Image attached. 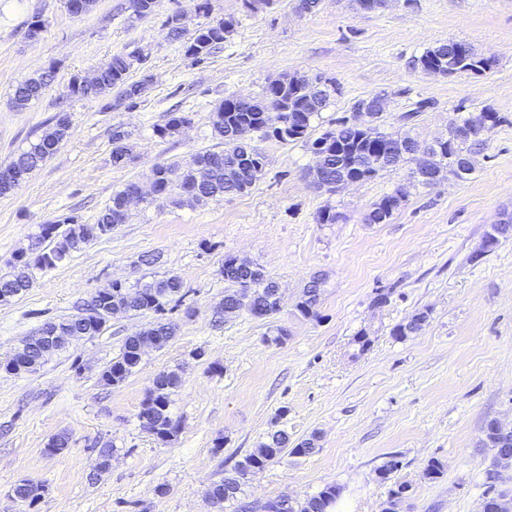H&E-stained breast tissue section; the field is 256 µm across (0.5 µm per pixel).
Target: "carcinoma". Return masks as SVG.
Instances as JSON below:
<instances>
[{
    "label": "carcinoma",
    "instance_id": "1",
    "mask_svg": "<svg viewBox=\"0 0 512 512\" xmlns=\"http://www.w3.org/2000/svg\"><path fill=\"white\" fill-rule=\"evenodd\" d=\"M156 6L157 0H130L132 14L137 20L151 17ZM236 24L237 20L230 16L197 25L190 38L184 42L185 55L196 62L203 61L224 46ZM164 29L167 30V37L175 41L185 37L187 32L186 25L180 22L175 13L167 16ZM460 47L466 48L467 57L457 53ZM143 61L144 57L140 52L115 54L99 66V81L94 89H85L73 81L70 85L71 95L77 98H98L111 94L113 98L108 107L112 109L132 104L144 93L145 86L141 81L131 80L130 71L134 64H141ZM427 63L439 68L444 75L450 71L471 74L486 72L483 58L467 43L454 39L432 44L412 60L415 67ZM54 77V69L50 68L36 77L18 83L13 91L14 107L18 110L26 109L41 97ZM338 94L339 88L334 82L324 84L319 76L310 78L297 75L288 78L286 86L275 90L266 89L260 96L249 100L237 97L224 99L211 114L213 134L224 141V150H205L195 153L184 163L157 166L155 199L175 196L183 200L191 195L195 202L200 203L245 193L262 175L266 157L252 145V138L229 136L230 131L242 127L265 140H272L274 136L270 129L280 122L288 126V130L287 136L278 139V142H302L309 147L317 142L326 145L327 155L321 170V181L325 184L326 191L331 193L336 192L338 181L357 180L363 183L414 162V158L400 155L398 147L391 146L386 140L374 142L364 138L363 133L345 117L336 122V127L314 135L316 120ZM189 123V116L172 112L165 125L157 129V134L163 138L178 132ZM129 137V132L122 127L113 128V164L120 166L129 159ZM66 138L67 132L63 130L43 133L30 141L8 166L24 180L47 161L57 151V145ZM487 146L488 139L483 137L480 127L474 125V118L455 117L448 122V136L436 139L430 144V151L443 165L447 176L467 180L476 171V158ZM201 169L206 170L209 175V183L205 185L195 181L194 171ZM415 185L428 187V183L416 178L408 184L397 186L371 205L370 211L365 215V223L371 224L379 219L389 220L407 200L410 188ZM132 188L133 184L129 183L115 192L111 203L94 224H83L79 217L69 215L56 222L41 225L35 247L20 251L14 258L24 260L32 270L57 268L72 254L82 251L93 238L108 234L118 225L127 223L131 210L127 198ZM153 200H146L144 204L150 205ZM47 241H53L55 245L49 247L45 245ZM234 262L235 257H224L222 274L224 281L229 283L224 291L226 302L257 318L264 319L277 314L280 304L274 296L278 283L256 268L249 272H240L235 269ZM322 284V278L317 275L303 289L295 305L296 311L302 317L317 316ZM31 285L30 280L22 282L11 274H0V299L7 301L26 292ZM181 289L182 281L177 275H154L148 279L143 277L131 284L115 282L92 294L78 310V314L60 321V324L66 327L68 335L76 339L98 336L114 316L147 311L163 313ZM427 318L426 311L416 313L395 326L393 335L403 337L408 334V328L420 327ZM173 335L174 328L170 324L158 322L151 328L127 336L118 356L101 373L102 384L117 387L132 375L145 354L142 350V337H150L152 348L161 349ZM42 356V342L39 341L21 361L16 362L10 356L0 361V369L15 375L32 373L37 371L36 364ZM180 385L181 378L178 373L170 371L159 374L138 414V417L146 419L145 427L154 430L156 438L163 443L172 440L181 429L180 420L173 417L170 411L171 396ZM313 452L312 441L304 440L290 448L288 436L282 431H276L262 445L260 453L245 457L237 464L233 473L225 475L224 480L210 486L208 494L222 508L224 503L237 499L244 479L251 472L288 455L305 457ZM14 492L20 500L32 506L40 498L41 487L24 479L14 486ZM338 493L336 486L328 485L302 502L294 503L288 498H281L278 512H329Z\"/></svg>",
    "mask_w": 512,
    "mask_h": 512
}]
</instances>
